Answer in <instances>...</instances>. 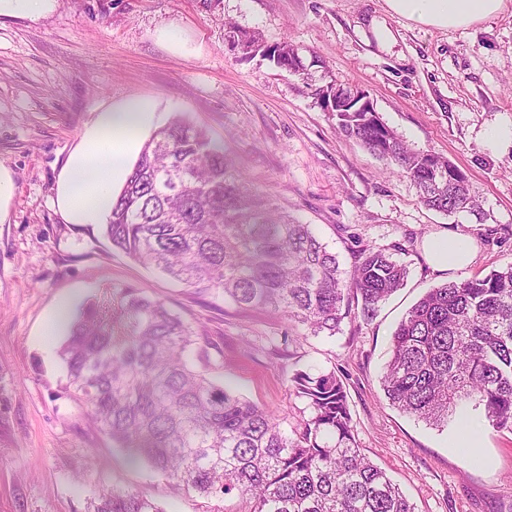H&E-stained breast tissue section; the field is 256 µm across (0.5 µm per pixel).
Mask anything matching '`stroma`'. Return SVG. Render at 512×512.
Masks as SVG:
<instances>
[{
    "label": "stroma",
    "instance_id": "stroma-1",
    "mask_svg": "<svg viewBox=\"0 0 512 512\" xmlns=\"http://www.w3.org/2000/svg\"><path fill=\"white\" fill-rule=\"evenodd\" d=\"M288 42L313 60L307 78L229 51L226 23ZM389 28L379 43L376 25ZM364 90L410 148L464 168L478 199L451 216L425 208L411 180L355 139L315 90ZM142 99L165 120L181 116L223 144L248 188L303 222L352 265L360 246L390 248L409 274L368 322L313 337L285 317L246 310L147 270L113 250L101 225L66 223L53 205L56 177L98 108ZM512 120V2L468 29L408 25L383 0H57L36 21L0 22V165L15 192L0 223V512H86L99 482L134 488L164 512H249L238 495L178 493L89 426L64 390L54 314L74 318L105 290L144 288L201 326L197 365L230 390L298 427L306 404L294 373L334 372L344 382L355 440L415 512H512V432L482 409L437 428L392 407L380 377L391 337L431 288L512 264V148L488 138ZM432 236L461 237L465 271H434ZM479 438L469 464L462 426Z\"/></svg>",
    "mask_w": 512,
    "mask_h": 512
}]
</instances>
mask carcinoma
Instances as JSON below:
<instances>
[{
	"mask_svg": "<svg viewBox=\"0 0 512 512\" xmlns=\"http://www.w3.org/2000/svg\"><path fill=\"white\" fill-rule=\"evenodd\" d=\"M230 50L261 53L288 70L297 48L267 45L228 24ZM339 128L413 182L445 215L477 207L467 175L414 151L371 112H340ZM104 235L140 264L238 307L278 313L312 336L367 321L405 285L407 266L363 246L351 269L313 225L252 193L224 148L182 117L154 131L110 203ZM201 336L139 288L107 292L69 324L59 349L66 389L92 426L174 488L247 497L250 512H415L386 472L360 451L345 386L335 373L291 377L308 417L293 433L274 414L197 369ZM391 405L435 427L483 408L512 431V264L427 292L393 333L380 377ZM87 512H163L114 485Z\"/></svg>",
	"mask_w": 512,
	"mask_h": 512,
	"instance_id": "cac0c4a2",
	"label": "carcinoma"
}]
</instances>
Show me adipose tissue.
Masks as SVG:
<instances>
[{"label":"adipose tissue","instance_id":"1","mask_svg":"<svg viewBox=\"0 0 512 512\" xmlns=\"http://www.w3.org/2000/svg\"><path fill=\"white\" fill-rule=\"evenodd\" d=\"M391 15L417 26L465 29L502 13L505 0H384ZM156 114L150 104L129 99L100 109L85 128L58 176L55 205L66 223L99 224L132 172ZM424 252L437 271L461 270L472 260L467 241L432 238Z\"/></svg>","mask_w":512,"mask_h":512}]
</instances>
